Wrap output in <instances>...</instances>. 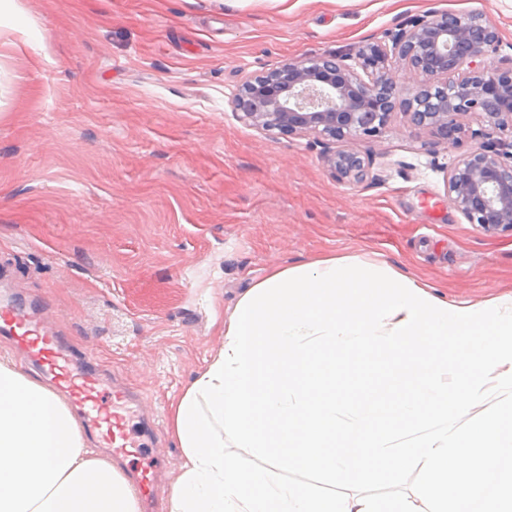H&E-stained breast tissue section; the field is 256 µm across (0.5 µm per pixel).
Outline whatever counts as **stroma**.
<instances>
[{
  "label": "stroma",
  "instance_id": "1",
  "mask_svg": "<svg viewBox=\"0 0 512 512\" xmlns=\"http://www.w3.org/2000/svg\"><path fill=\"white\" fill-rule=\"evenodd\" d=\"M45 50L0 26V292L142 400L160 512L181 460L169 404L217 351L219 325L272 269L331 256L384 261L452 301L512 293V236L448 202L460 148L395 111L354 149L374 180H336L311 135L248 125L246 80L288 60L390 46L410 19L479 12L512 59V0H19ZM416 473L373 472L389 503Z\"/></svg>",
  "mask_w": 512,
  "mask_h": 512
}]
</instances>
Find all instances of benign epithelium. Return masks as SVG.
<instances>
[{
  "label": "benign epithelium",
  "instance_id": "7a95c632",
  "mask_svg": "<svg viewBox=\"0 0 512 512\" xmlns=\"http://www.w3.org/2000/svg\"><path fill=\"white\" fill-rule=\"evenodd\" d=\"M497 39L480 13L430 11L400 30L392 51L359 49L356 69L336 58L288 61L245 81L235 106L257 128L336 145L324 162L348 184L372 168L351 142L383 133L401 87L411 91L402 102L411 123L436 131L448 149L460 146L463 119L478 114L487 129L448 173V201L483 233L512 234V139L502 138L512 134V65L489 60Z\"/></svg>",
  "mask_w": 512,
  "mask_h": 512
}]
</instances>
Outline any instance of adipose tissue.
<instances>
[{"instance_id": "1", "label": "adipose tissue", "mask_w": 512, "mask_h": 512, "mask_svg": "<svg viewBox=\"0 0 512 512\" xmlns=\"http://www.w3.org/2000/svg\"><path fill=\"white\" fill-rule=\"evenodd\" d=\"M221 331L170 403L181 463L164 512H384L375 496H321L284 474L319 471L347 489L414 468L398 512H512V346L499 342L512 337V294L452 303L387 263L334 256L273 269ZM365 358L393 388L337 395V365ZM0 512H141L70 406L11 361H0Z\"/></svg>"}]
</instances>
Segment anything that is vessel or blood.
Wrapping results in <instances>:
<instances>
[{
  "mask_svg": "<svg viewBox=\"0 0 512 512\" xmlns=\"http://www.w3.org/2000/svg\"><path fill=\"white\" fill-rule=\"evenodd\" d=\"M0 334L11 337L44 377L69 394L101 447L110 449L118 459L133 453L136 444L126 415L133 401L130 393L118 386H106L101 374L89 371L65 350L58 336L39 325L27 308L2 298Z\"/></svg>",
  "mask_w": 512,
  "mask_h": 512,
  "instance_id": "obj_1",
  "label": "vessel or blood"
}]
</instances>
